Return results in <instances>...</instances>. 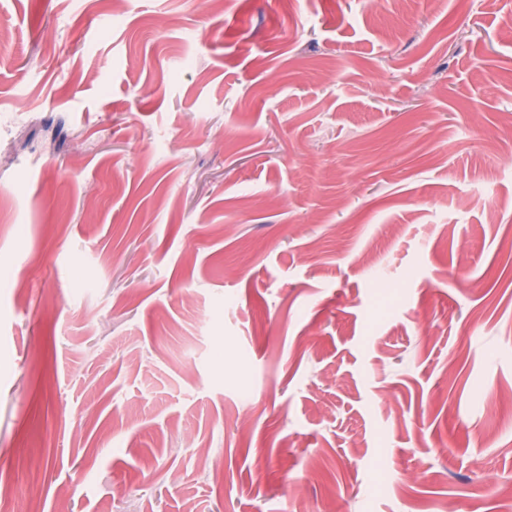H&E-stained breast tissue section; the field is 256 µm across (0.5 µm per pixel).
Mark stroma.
<instances>
[{
  "label": "stroma",
  "mask_w": 512,
  "mask_h": 512,
  "mask_svg": "<svg viewBox=\"0 0 512 512\" xmlns=\"http://www.w3.org/2000/svg\"><path fill=\"white\" fill-rule=\"evenodd\" d=\"M2 270L13 512H507L512 0H0Z\"/></svg>",
  "instance_id": "stroma-1"
}]
</instances>
